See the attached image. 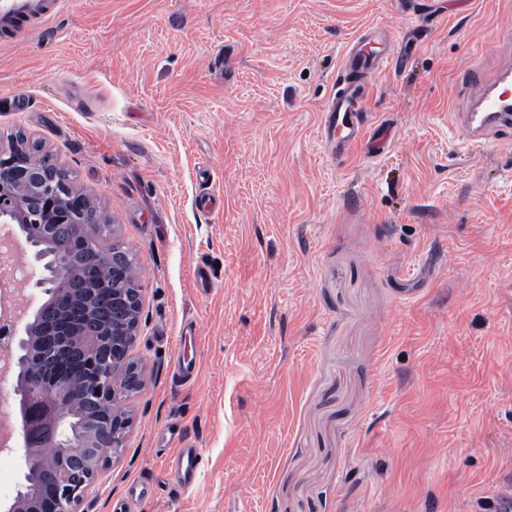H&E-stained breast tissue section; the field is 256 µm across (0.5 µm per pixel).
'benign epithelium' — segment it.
<instances>
[{
	"label": "benign epithelium",
	"mask_w": 512,
	"mask_h": 512,
	"mask_svg": "<svg viewBox=\"0 0 512 512\" xmlns=\"http://www.w3.org/2000/svg\"><path fill=\"white\" fill-rule=\"evenodd\" d=\"M44 168L23 139L0 150V224H16L14 250L31 266L28 253L35 237L47 242L56 257L55 293H46L28 320L24 314L0 325V346L11 366L19 367L20 429L9 450L27 470L52 488L40 507H26L19 495L5 512H90L95 487L122 447L129 422L123 400L141 381L137 364L123 352L121 337L136 334L142 309L141 288L129 299L112 297V323L103 322L81 302L86 287H106L105 250L98 242L106 223L88 197ZM112 343V358L105 346ZM75 404L85 405L93 419L85 431L69 435Z\"/></svg>",
	"instance_id": "benign-epithelium-1"
}]
</instances>
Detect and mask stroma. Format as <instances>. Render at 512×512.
Instances as JSON below:
<instances>
[{
	"label": "stroma",
	"mask_w": 512,
	"mask_h": 512,
	"mask_svg": "<svg viewBox=\"0 0 512 512\" xmlns=\"http://www.w3.org/2000/svg\"><path fill=\"white\" fill-rule=\"evenodd\" d=\"M370 24L404 60L363 91L387 144L339 163L319 116ZM508 29L512 0H73L0 38V148L21 132L69 170L145 288L92 512L135 482L132 512L512 500V129L472 152L453 121L461 70L512 63ZM201 460L199 448L194 444H184L170 467L173 482L182 487L191 486L200 473Z\"/></svg>",
	"instance_id": "1"
}]
</instances>
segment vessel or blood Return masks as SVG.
I'll return each mask as SVG.
<instances>
[{
    "label": "vessel or blood",
    "instance_id": "b4317fda",
    "mask_svg": "<svg viewBox=\"0 0 512 512\" xmlns=\"http://www.w3.org/2000/svg\"><path fill=\"white\" fill-rule=\"evenodd\" d=\"M69 4L70 0H0V28H15L21 20L45 22L64 12ZM394 60L381 26H365L348 42L319 123L322 141L330 145V154L336 161L347 159L351 149L363 143L367 135L368 115L359 94L361 82L385 70ZM468 78L472 104L467 111L455 113L454 118L460 138L477 149L491 135L512 127V69H501L488 80L474 69ZM200 469L201 453L187 443L179 449L170 475L173 482L188 487L196 481Z\"/></svg>",
    "mask_w": 512,
    "mask_h": 512
}]
</instances>
